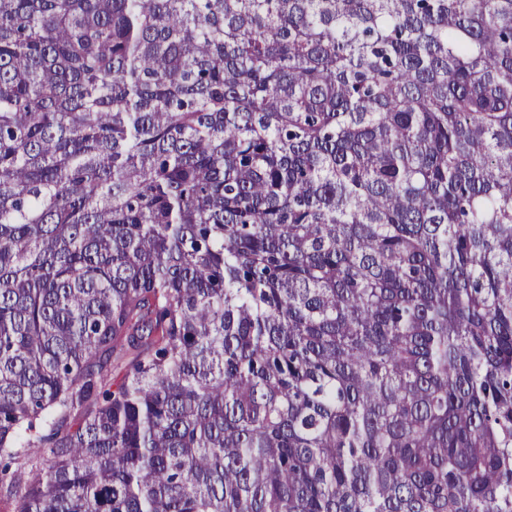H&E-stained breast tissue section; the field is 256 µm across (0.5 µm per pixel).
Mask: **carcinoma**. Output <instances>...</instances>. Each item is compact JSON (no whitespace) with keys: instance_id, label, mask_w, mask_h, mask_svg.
<instances>
[{"instance_id":"cac0c4a2","label":"carcinoma","mask_w":512,"mask_h":512,"mask_svg":"<svg viewBox=\"0 0 512 512\" xmlns=\"http://www.w3.org/2000/svg\"><path fill=\"white\" fill-rule=\"evenodd\" d=\"M11 512H512V0H0Z\"/></svg>"}]
</instances>
